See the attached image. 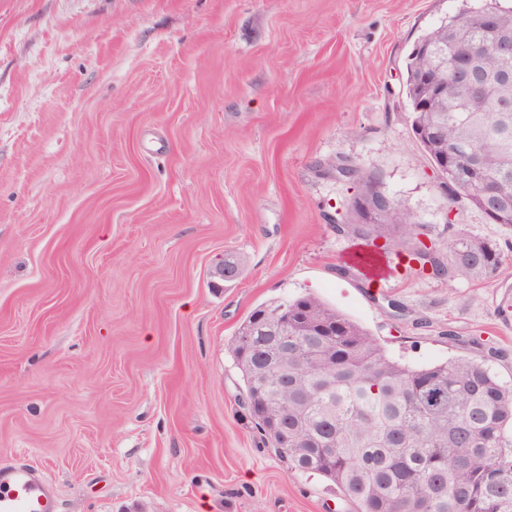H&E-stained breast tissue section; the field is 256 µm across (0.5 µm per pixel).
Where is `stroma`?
Instances as JSON below:
<instances>
[{"instance_id":"obj_1","label":"stroma","mask_w":512,"mask_h":512,"mask_svg":"<svg viewBox=\"0 0 512 512\" xmlns=\"http://www.w3.org/2000/svg\"><path fill=\"white\" fill-rule=\"evenodd\" d=\"M459 0H0V467L59 512H353L242 408L232 348L307 294L401 363L488 360L512 383V258L440 280L385 239L339 275L364 187L420 238L450 204L411 127L414 42ZM245 261L214 287L226 254ZM326 165L327 167L324 168L326 170H336L341 174L344 171H350V173H352V176H358L359 180L362 181L366 186L363 197L369 198L370 203L377 205V202L383 199V196L385 194H383L377 189V179L374 178L371 174L359 172L358 170H355L351 168L349 165L345 164H332L328 162L326 163Z\"/></svg>"}]
</instances>
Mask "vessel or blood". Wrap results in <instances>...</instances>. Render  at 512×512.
<instances>
[{"mask_svg":"<svg viewBox=\"0 0 512 512\" xmlns=\"http://www.w3.org/2000/svg\"><path fill=\"white\" fill-rule=\"evenodd\" d=\"M49 482L36 468L17 465L0 469V512H57Z\"/></svg>","mask_w":512,"mask_h":512,"instance_id":"b4317fda","label":"vessel or blood"}]
</instances>
